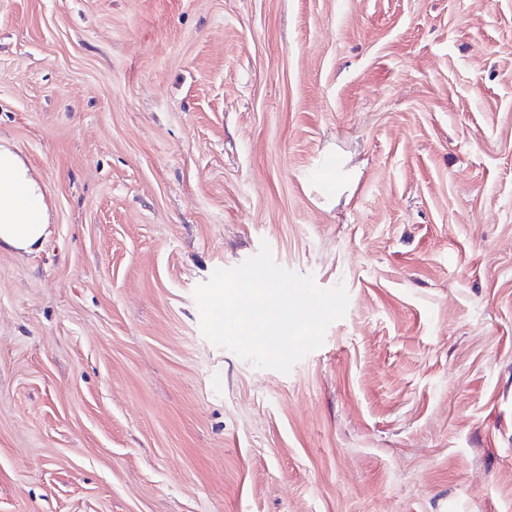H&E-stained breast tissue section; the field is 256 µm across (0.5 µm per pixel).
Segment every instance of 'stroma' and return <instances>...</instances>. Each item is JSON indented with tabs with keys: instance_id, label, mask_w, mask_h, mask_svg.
Masks as SVG:
<instances>
[{
	"instance_id": "stroma-1",
	"label": "stroma",
	"mask_w": 512,
	"mask_h": 512,
	"mask_svg": "<svg viewBox=\"0 0 512 512\" xmlns=\"http://www.w3.org/2000/svg\"><path fill=\"white\" fill-rule=\"evenodd\" d=\"M0 512H512V0H0ZM343 287L290 373L195 288ZM48 226L49 206L36 170L13 146L0 143V251H39Z\"/></svg>"
}]
</instances>
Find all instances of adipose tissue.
<instances>
[{
    "label": "adipose tissue",
    "instance_id": "obj_1",
    "mask_svg": "<svg viewBox=\"0 0 512 512\" xmlns=\"http://www.w3.org/2000/svg\"><path fill=\"white\" fill-rule=\"evenodd\" d=\"M48 226L47 197L34 167L13 146L0 143V251H39Z\"/></svg>",
    "mask_w": 512,
    "mask_h": 512
}]
</instances>
